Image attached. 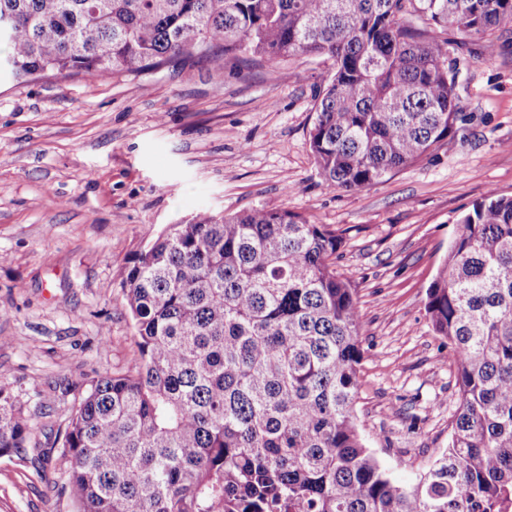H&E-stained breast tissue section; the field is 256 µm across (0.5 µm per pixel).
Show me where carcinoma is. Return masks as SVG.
<instances>
[{
	"label": "carcinoma",
	"instance_id": "1",
	"mask_svg": "<svg viewBox=\"0 0 512 512\" xmlns=\"http://www.w3.org/2000/svg\"><path fill=\"white\" fill-rule=\"evenodd\" d=\"M509 24L512 0H0V77L323 56L310 150L325 184L356 192L465 121L449 59ZM342 243L285 209L201 211L133 256V357L41 450L67 464L78 512H512V196L461 217L426 290L457 391L448 448L409 485L358 428ZM33 430L0 386V456L25 460Z\"/></svg>",
	"mask_w": 512,
	"mask_h": 512
}]
</instances>
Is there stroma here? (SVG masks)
Instances as JSON below:
<instances>
[{
	"instance_id": "1",
	"label": "stroma",
	"mask_w": 512,
	"mask_h": 512,
	"mask_svg": "<svg viewBox=\"0 0 512 512\" xmlns=\"http://www.w3.org/2000/svg\"><path fill=\"white\" fill-rule=\"evenodd\" d=\"M493 57H466L468 121L417 163L347 192L309 147L330 63L207 64L120 78L0 83V386L49 447L94 380L124 367L121 303L134 254L196 213L286 209L336 229V269L357 291L363 357L355 411L394 481L413 483L448 446L456 365L425 313L460 217L512 196V27ZM0 457V512H74L65 466Z\"/></svg>"
}]
</instances>
